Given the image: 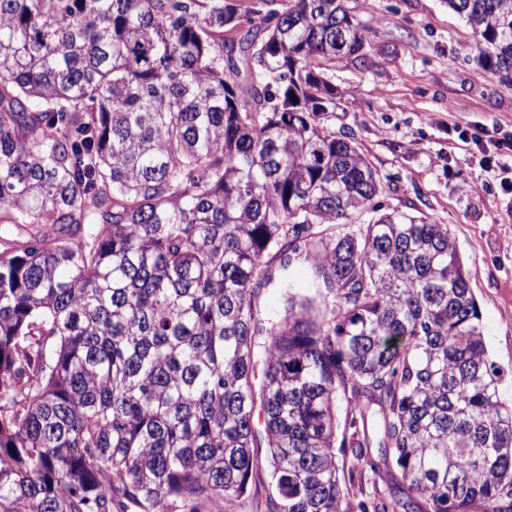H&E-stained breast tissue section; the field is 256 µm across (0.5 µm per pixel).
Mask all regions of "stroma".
Returning a JSON list of instances; mask_svg holds the SVG:
<instances>
[{
    "label": "stroma",
    "mask_w": 512,
    "mask_h": 512,
    "mask_svg": "<svg viewBox=\"0 0 512 512\" xmlns=\"http://www.w3.org/2000/svg\"><path fill=\"white\" fill-rule=\"evenodd\" d=\"M369 29L362 56L336 60L326 77L344 91L328 120L351 134L387 176L383 201L447 225L471 271L484 336L512 398V172L486 159L512 156V89L485 71L465 20L445 0H348ZM324 305L311 268L276 271L258 300L261 319L283 315L289 285ZM267 451H256L246 495L220 512H269Z\"/></svg>",
    "instance_id": "obj_1"
}]
</instances>
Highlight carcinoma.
<instances>
[{
    "instance_id": "carcinoma-1",
    "label": "carcinoma",
    "mask_w": 512,
    "mask_h": 512,
    "mask_svg": "<svg viewBox=\"0 0 512 512\" xmlns=\"http://www.w3.org/2000/svg\"><path fill=\"white\" fill-rule=\"evenodd\" d=\"M447 2L512 87V0ZM366 43L346 0H0V512L240 500L257 400L270 512H353L391 461L359 512H512L457 241L326 123ZM297 259L332 307L262 325ZM385 472L389 473V475H385ZM391 474H397L394 465H392L390 468H387V470L384 469L383 479L378 478L377 476L375 477L372 475H366L364 479H362V483H359L356 480L354 484L347 483V486L344 488L352 502L357 503L359 500L372 496L374 494L375 487L383 489L385 487L384 481L387 478L392 479Z\"/></svg>"
}]
</instances>
